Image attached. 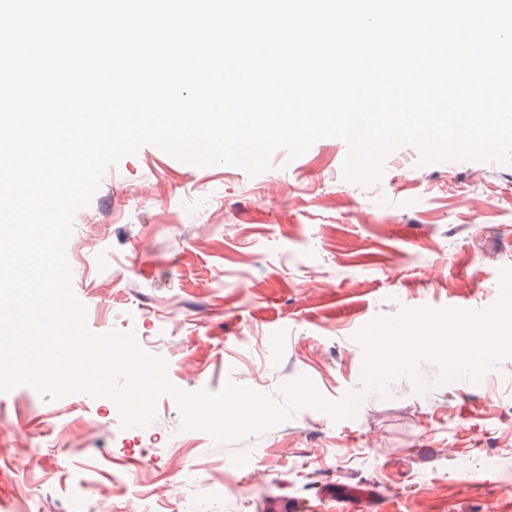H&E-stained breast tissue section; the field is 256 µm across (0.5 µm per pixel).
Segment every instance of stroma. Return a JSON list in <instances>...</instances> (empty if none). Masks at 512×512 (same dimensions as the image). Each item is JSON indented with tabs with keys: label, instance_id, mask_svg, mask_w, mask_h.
I'll return each instance as SVG.
<instances>
[{
	"label": "stroma",
	"instance_id": "35a3bbf8",
	"mask_svg": "<svg viewBox=\"0 0 512 512\" xmlns=\"http://www.w3.org/2000/svg\"><path fill=\"white\" fill-rule=\"evenodd\" d=\"M345 143L324 138L251 177L196 167L146 145L111 168L79 210L66 246L77 297L96 333L134 330L186 391L227 380L264 393L298 375L331 400L360 386L354 333L395 303L480 308L512 266V167H417L404 147L378 187L344 180ZM333 422L298 411L235 445L181 428L171 397L155 422L120 429L114 404L84 394L45 402L19 386L0 395L11 446L34 452L20 498L38 512H194L226 476L239 491L214 512H289L314 500L331 512L336 488L372 490L380 507L495 512L512 502V359L479 384L427 394L408 382ZM38 417L35 429L19 427ZM388 458L391 472L380 470Z\"/></svg>",
	"mask_w": 512,
	"mask_h": 512
}]
</instances>
